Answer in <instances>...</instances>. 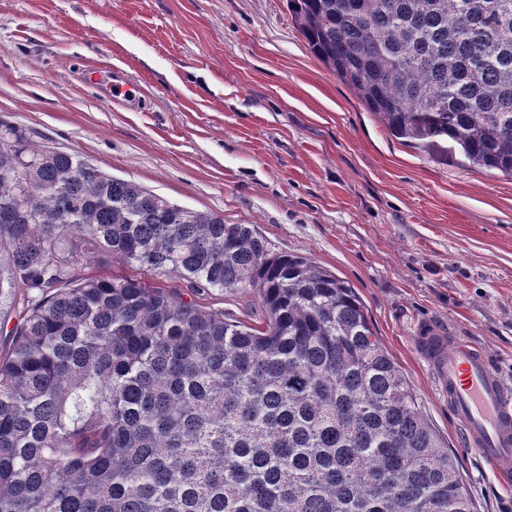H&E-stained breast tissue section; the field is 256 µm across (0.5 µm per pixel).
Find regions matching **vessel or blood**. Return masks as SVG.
I'll return each mask as SVG.
<instances>
[{"label":"vessel or blood","instance_id":"b4317fda","mask_svg":"<svg viewBox=\"0 0 512 512\" xmlns=\"http://www.w3.org/2000/svg\"><path fill=\"white\" fill-rule=\"evenodd\" d=\"M426 353L438 387L463 426V444L512 479V391L501 383L486 353L455 335L428 336Z\"/></svg>","mask_w":512,"mask_h":512}]
</instances>
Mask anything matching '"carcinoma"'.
<instances>
[{"label": "carcinoma", "mask_w": 512, "mask_h": 512, "mask_svg": "<svg viewBox=\"0 0 512 512\" xmlns=\"http://www.w3.org/2000/svg\"><path fill=\"white\" fill-rule=\"evenodd\" d=\"M403 144L512 176V0H288ZM70 238L144 272L77 276ZM257 292L248 324L184 298ZM0 512H472L344 280L0 123ZM27 312V302L20 297L14 303L0 299V350L10 342L12 329L19 324Z\"/></svg>", "instance_id": "carcinoma-1"}]
</instances>
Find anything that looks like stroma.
<instances>
[{
  "instance_id": "35a3bbf8",
  "label": "stroma",
  "mask_w": 512,
  "mask_h": 512,
  "mask_svg": "<svg viewBox=\"0 0 512 512\" xmlns=\"http://www.w3.org/2000/svg\"><path fill=\"white\" fill-rule=\"evenodd\" d=\"M0 121L347 281L473 512H512V483L462 446L418 345L452 328L512 387V177L390 136L287 0H0ZM195 299L261 310L251 290Z\"/></svg>"
}]
</instances>
